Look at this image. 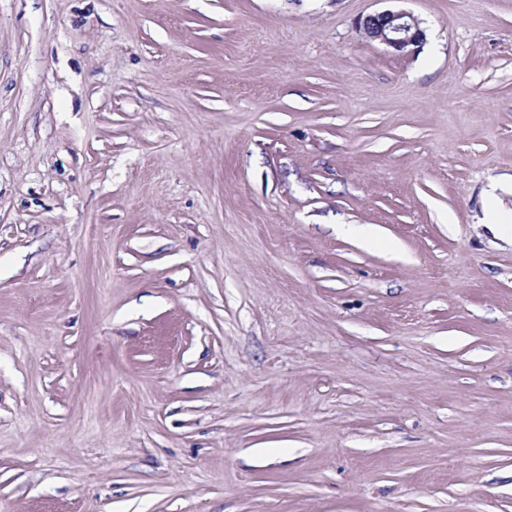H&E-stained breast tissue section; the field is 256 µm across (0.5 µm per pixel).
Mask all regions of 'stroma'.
<instances>
[{
    "label": "stroma",
    "instance_id": "stroma-1",
    "mask_svg": "<svg viewBox=\"0 0 512 512\" xmlns=\"http://www.w3.org/2000/svg\"><path fill=\"white\" fill-rule=\"evenodd\" d=\"M0 0V512H512V0ZM357 26L367 40L399 54L419 48L426 40L421 22L412 12L400 7L366 14L360 17Z\"/></svg>",
    "mask_w": 512,
    "mask_h": 512
}]
</instances>
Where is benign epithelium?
<instances>
[{
  "label": "benign epithelium",
  "mask_w": 512,
  "mask_h": 512,
  "mask_svg": "<svg viewBox=\"0 0 512 512\" xmlns=\"http://www.w3.org/2000/svg\"><path fill=\"white\" fill-rule=\"evenodd\" d=\"M357 26L367 40L399 54L413 51L426 40L421 22L412 12L400 7L366 14L360 17Z\"/></svg>",
  "instance_id": "1"
}]
</instances>
